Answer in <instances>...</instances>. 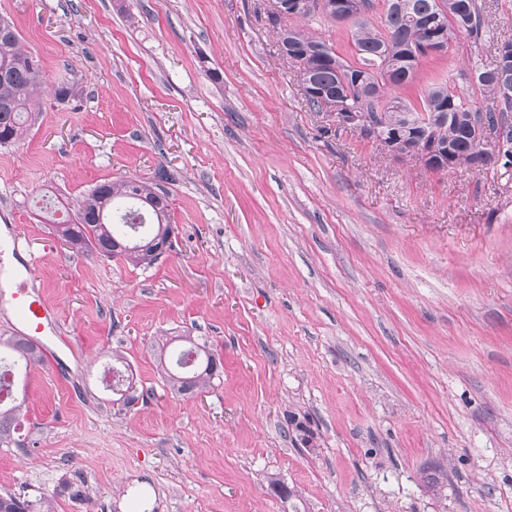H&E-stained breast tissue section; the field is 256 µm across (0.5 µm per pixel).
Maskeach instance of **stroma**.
I'll return each instance as SVG.
<instances>
[{
  "mask_svg": "<svg viewBox=\"0 0 512 512\" xmlns=\"http://www.w3.org/2000/svg\"><path fill=\"white\" fill-rule=\"evenodd\" d=\"M269 7L0 0L46 83L0 146V238L22 225L59 320L0 492L55 512L142 494L144 512H512V171H429L310 111ZM299 25L357 62L351 26ZM475 58L457 35L393 94L419 105ZM161 167L176 238L146 268L68 250L32 205ZM188 334L220 377L175 394L156 349ZM116 353L127 406L105 386Z\"/></svg>",
  "mask_w": 512,
  "mask_h": 512,
  "instance_id": "1",
  "label": "stroma"
}]
</instances>
